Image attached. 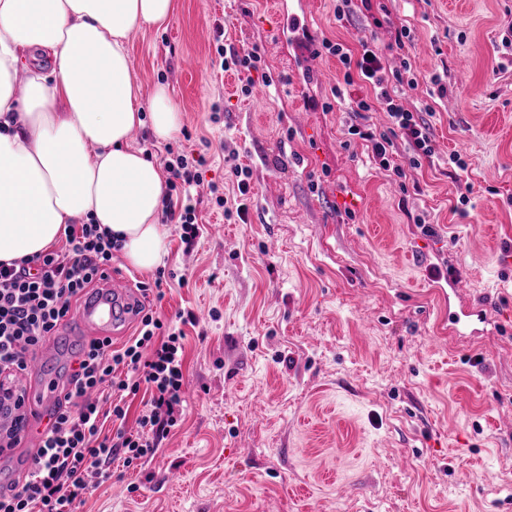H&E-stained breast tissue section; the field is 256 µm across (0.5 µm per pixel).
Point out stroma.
Wrapping results in <instances>:
<instances>
[{"instance_id": "obj_1", "label": "stroma", "mask_w": 512, "mask_h": 512, "mask_svg": "<svg viewBox=\"0 0 512 512\" xmlns=\"http://www.w3.org/2000/svg\"><path fill=\"white\" fill-rule=\"evenodd\" d=\"M176 4L130 35L131 82L143 105L168 87L170 144L204 183L230 198L231 164L251 169L248 215L204 200L189 250L165 223L172 277L150 305L199 319L184 414L79 512H512V0H353L341 20L336 0H288L292 29L272 0ZM401 24L419 81L390 89L435 142L408 191L348 133L368 88L305 41L356 52ZM219 34L261 54L250 96Z\"/></svg>"}]
</instances>
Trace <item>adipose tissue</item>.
I'll return each mask as SVG.
<instances>
[{
	"instance_id": "ef3b65f1",
	"label": "adipose tissue",
	"mask_w": 512,
	"mask_h": 512,
	"mask_svg": "<svg viewBox=\"0 0 512 512\" xmlns=\"http://www.w3.org/2000/svg\"><path fill=\"white\" fill-rule=\"evenodd\" d=\"M174 0H0V262L47 251L65 225L95 223L149 270L166 251L160 165L130 143L149 110L156 140L181 114L166 86L136 102L127 40ZM45 55L47 67L33 65Z\"/></svg>"
}]
</instances>
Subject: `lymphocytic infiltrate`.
<instances>
[{
  "label": "lymphocytic infiltrate",
  "mask_w": 512,
  "mask_h": 512,
  "mask_svg": "<svg viewBox=\"0 0 512 512\" xmlns=\"http://www.w3.org/2000/svg\"><path fill=\"white\" fill-rule=\"evenodd\" d=\"M318 50L338 58L347 85L360 81L372 88V96L356 99V112H387L405 139L409 157L401 166L393 160L395 145L388 132L351 126V134L370 143L382 168L402 179L407 169L418 168L422 159L434 154L427 123L389 90L394 81L417 85L409 60H402L399 69L387 70L379 47L371 41L362 42L357 55L327 38L321 39ZM163 164L173 192L164 201V213L179 225L182 243L193 246L200 232L201 200L191 189L202 183L203 161L169 146ZM119 249L117 239L99 225L70 224L61 249L0 263V403L9 401L14 409H21V401L14 398L17 381L60 320L111 268ZM194 321L190 314L185 321L166 322L150 311L121 348L96 341L81 348L75 366L65 374L63 402L47 412L33 469L24 483L10 485L0 495V512H76L90 489L89 473L106 477L118 455L128 467L154 455L182 416L186 337L182 325ZM141 391L148 399L135 423H128L126 399ZM108 421L113 428L107 434L103 426Z\"/></svg>",
  "instance_id": "f902f5d3"
}]
</instances>
